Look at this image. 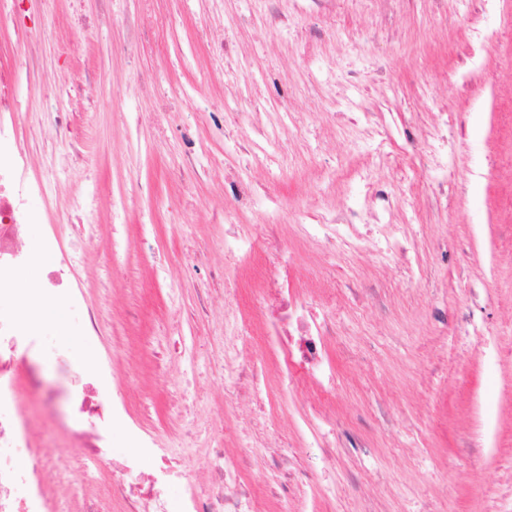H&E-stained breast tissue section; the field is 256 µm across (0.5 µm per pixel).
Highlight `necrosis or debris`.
Returning a JSON list of instances; mask_svg holds the SVG:
<instances>
[{
  "label": "necrosis or debris",
  "instance_id": "necrosis-or-debris-1",
  "mask_svg": "<svg viewBox=\"0 0 512 512\" xmlns=\"http://www.w3.org/2000/svg\"><path fill=\"white\" fill-rule=\"evenodd\" d=\"M30 161L23 153L14 121L0 120V512H66L62 499L51 491L56 474L67 473L77 482L76 470L67 462L46 454L39 431L18 398L21 380H33L30 350L39 344L35 330L45 296L61 299L68 314L78 315L80 333H100L95 312L89 308L70 279L71 258L63 253L56 235L41 244L28 245L23 228L38 224L42 214L30 200L36 192L27 177ZM305 238L328 257H343L360 246L357 227L341 224H305ZM268 262L274 278L261 282V290L274 292L275 301L264 316L265 343L273 351L282 389L300 385L313 390L311 420L332 422L334 379L327 358L336 334L333 312L336 296L325 287L297 289L291 280L292 256L279 248ZM33 267L39 274L26 293H17L10 278L14 270ZM249 329L240 325L237 335L225 338L224 346L234 364L224 380V415L235 413L239 399H258L266 387L267 374L248 353ZM72 349L57 352L56 359L68 378L67 397L77 405V416L66 424L75 451L98 464L108 461L114 422L123 420L127 409L112 386V363L108 360L74 366ZM221 423L207 425L215 444L194 468L177 471L183 484L180 497H172L164 476L144 471L142 459H167L155 436L131 427L138 451L112 465V486L127 505V512H262L248 486L237 455L227 451L219 433Z\"/></svg>",
  "mask_w": 512,
  "mask_h": 512
}]
</instances>
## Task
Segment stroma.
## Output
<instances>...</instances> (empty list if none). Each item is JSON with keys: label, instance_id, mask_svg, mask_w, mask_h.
Here are the masks:
<instances>
[{"label": "stroma", "instance_id": "obj_1", "mask_svg": "<svg viewBox=\"0 0 512 512\" xmlns=\"http://www.w3.org/2000/svg\"><path fill=\"white\" fill-rule=\"evenodd\" d=\"M111 24L79 32L75 14ZM278 21H271V14ZM48 45L44 75L18 65L16 25L0 24V61L15 65V119L44 215L29 244L57 231L72 281L99 315L81 336L47 315L41 390L21 391L44 446L68 452L56 420L67 387L54 348L79 343L111 358L127 405L115 455L135 453L129 425L192 464L224 402L215 337L231 322L204 315L198 291L229 266L250 305L261 256L226 262L221 217L240 182L255 188L240 216L274 218L268 246L288 245L295 281L325 265L303 238L311 217L353 211L361 250L330 272L337 334L336 428L297 432L308 393L276 385L248 416L313 480L291 512H512V0H34ZM211 33L229 52L216 60ZM163 71L165 82L152 78ZM74 112L56 130L47 107ZM196 173L181 176L185 152ZM398 182L404 202L380 205ZM92 193L94 235L67 223ZM376 224L395 225L406 266L384 265ZM243 419L223 425L254 491L279 512L278 479ZM71 512H125L112 472L74 458Z\"/></svg>", "mask_w": 512, "mask_h": 512}]
</instances>
